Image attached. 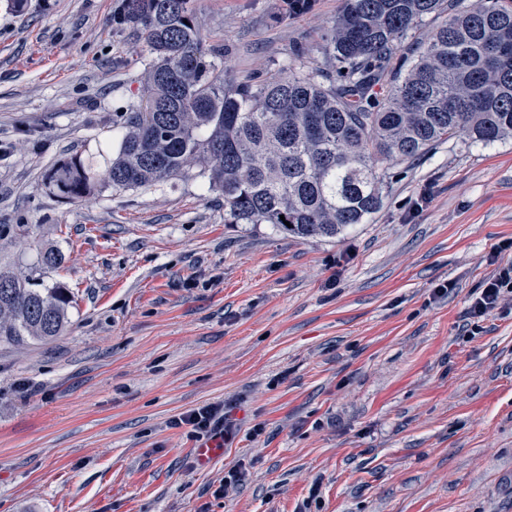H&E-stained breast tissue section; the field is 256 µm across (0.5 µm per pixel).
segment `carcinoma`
Masks as SVG:
<instances>
[{
    "label": "carcinoma",
    "instance_id": "cac0c4a2",
    "mask_svg": "<svg viewBox=\"0 0 512 512\" xmlns=\"http://www.w3.org/2000/svg\"><path fill=\"white\" fill-rule=\"evenodd\" d=\"M438 20L427 41L410 36ZM119 21L152 56L145 101L107 162L114 189L151 186L198 165L224 195V223L273 224L332 239L383 205L385 165L445 140L512 137V0H345L324 51L332 69L288 68L273 86L224 83L192 0H123ZM390 84L384 100L378 85ZM67 202L94 185L74 155L44 174ZM68 289L35 288L0 267V343L44 341L68 322Z\"/></svg>",
    "mask_w": 512,
    "mask_h": 512
}]
</instances>
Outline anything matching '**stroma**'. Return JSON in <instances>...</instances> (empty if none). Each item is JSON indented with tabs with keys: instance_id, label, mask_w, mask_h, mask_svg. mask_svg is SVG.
I'll return each mask as SVG.
<instances>
[{
	"instance_id": "35a3bbf8",
	"label": "stroma",
	"mask_w": 512,
	"mask_h": 512,
	"mask_svg": "<svg viewBox=\"0 0 512 512\" xmlns=\"http://www.w3.org/2000/svg\"><path fill=\"white\" fill-rule=\"evenodd\" d=\"M121 5L0 0V266L75 299L60 336L0 344V512H512V296L467 325L512 261V140L389 167L334 239L225 223L196 165L62 201L46 170L111 155L144 95ZM343 7L194 2L225 81L264 85L326 67ZM209 403L236 430L205 464L170 421ZM505 293H512V262L499 268L495 275L485 281L481 291L471 302L470 317L479 320L494 312Z\"/></svg>"
}]
</instances>
